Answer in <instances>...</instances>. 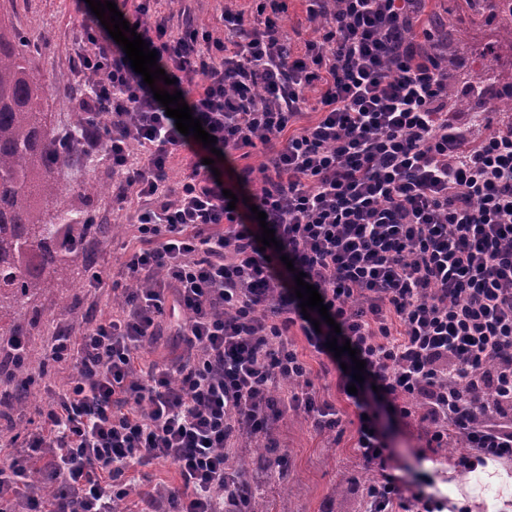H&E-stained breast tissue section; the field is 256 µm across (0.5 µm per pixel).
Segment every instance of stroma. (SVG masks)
<instances>
[{"mask_svg":"<svg viewBox=\"0 0 512 512\" xmlns=\"http://www.w3.org/2000/svg\"><path fill=\"white\" fill-rule=\"evenodd\" d=\"M12 5L14 20L26 32L34 61V72L50 88L48 111L57 117V133H65L74 123L73 94L82 89L84 81L76 66V52L81 32L80 18L74 11V0H0V5ZM287 9L281 17L280 30L294 54H302L306 41L320 35L317 23L308 18L305 0H286ZM252 0H180L178 6L167 8L172 30H180L186 20L206 27L215 36L224 34L225 11H250ZM443 20L456 44L461 63L459 74L448 86V109L452 112H480L485 101H496L500 91L496 88L474 87L477 72L486 63L485 58L474 55V48L496 47L502 27L491 9L476 10L467 0H425L424 9L416 22L417 28L430 27L433 18ZM107 184L106 193L86 200L78 196L77 187L89 175ZM66 189L65 205L80 209H92L109 223L120 225L121 232L111 241L98 248L96 269L103 277V285L91 287L88 275L74 276L64 290L75 304L71 316L53 320L40 318L30 330L29 341L39 350L50 345L55 330H68L71 336H81L88 314L109 316L116 312L115 297L121 296L128 282L120 276L124 257L136 240L134 222L139 208L137 199H129L125 206H117L109 186L112 170L107 162H97L95 168L84 165L80 148H73L71 162L60 174ZM162 334L156 343L148 345L138 354L139 370H147L153 364L174 365L183 354V345L175 334L172 318L161 321ZM300 355L309 364L320 400L335 406L342 419L339 430L332 433L316 432L299 414L286 413L274 424L270 438L251 439L245 446H233L234 454L250 459L265 448H276L284 463L266 473L253 468L239 472L238 477L247 484H261L268 512H360L362 488L358 475L377 473L378 469L404 477L418 473L431 479L429 487L448 512L456 504H470L486 493V486L474 483L472 469L459 463L460 456H472V449L463 455L448 453L447 449L428 444V423L418 415L407 418H389L380 415L378 424L386 433L392 450L383 466H366L355 448L359 426L358 411L336 388V376L324 373L322 357L310 348L299 329H292ZM348 478L344 494H337L338 479ZM131 496L154 487L180 491L182 483L175 466L159 464L151 466L129 465L123 476ZM455 484L461 499L450 501L446 484Z\"/></svg>","mask_w":512,"mask_h":512,"instance_id":"obj_1","label":"stroma"}]
</instances>
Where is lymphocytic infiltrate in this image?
<instances>
[{
  "instance_id": "1",
  "label": "lymphocytic infiltrate",
  "mask_w": 512,
  "mask_h": 512,
  "mask_svg": "<svg viewBox=\"0 0 512 512\" xmlns=\"http://www.w3.org/2000/svg\"><path fill=\"white\" fill-rule=\"evenodd\" d=\"M157 2L131 9L120 0L118 9L156 49L225 165L259 144L272 157L237 171L230 204L201 143L177 130L122 47L74 0L86 43L77 64L91 81L78 141L106 154L118 202L145 203L141 246L122 263L140 287L121 314L53 339L49 356L68 377L24 440L0 453V512H113L131 463L175 465L182 481L180 492L142 496L137 512H225L241 497L240 482L224 476L228 443L270 436L286 410L319 432L341 425L288 337L295 327L338 368V391L362 413L365 463L387 449L372 391L405 417L407 399L427 404L428 421L452 423L479 456L511 461L512 124L487 118L479 134L449 111L448 68L415 40L423 0H306L322 33L299 57L281 36L284 0H257L250 20L225 13L220 37L193 23L172 36ZM311 108L317 120L289 133ZM178 147L193 159L172 189ZM265 226L277 240L266 249L256 239ZM299 272L332 324L304 318ZM168 313L188 355L137 376L138 352ZM333 337L353 355L327 350ZM353 357L366 363L359 385L340 370ZM35 470L58 483L52 499L31 481ZM438 507L383 472L369 512Z\"/></svg>"
}]
</instances>
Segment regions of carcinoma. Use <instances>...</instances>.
Listing matches in <instances>:
<instances>
[{
  "instance_id": "cac0c4a2",
  "label": "carcinoma",
  "mask_w": 512,
  "mask_h": 512,
  "mask_svg": "<svg viewBox=\"0 0 512 512\" xmlns=\"http://www.w3.org/2000/svg\"><path fill=\"white\" fill-rule=\"evenodd\" d=\"M507 83L512 70L495 63L481 70L478 83ZM49 95L31 67L30 43L0 11V343L26 340L52 288L70 280L73 265L93 267L92 241L112 237V225L93 212L62 204L65 188L58 175L68 153L53 133ZM23 362L12 366L8 382L26 388L5 394L14 406L30 403V365H49L28 346Z\"/></svg>"
}]
</instances>
